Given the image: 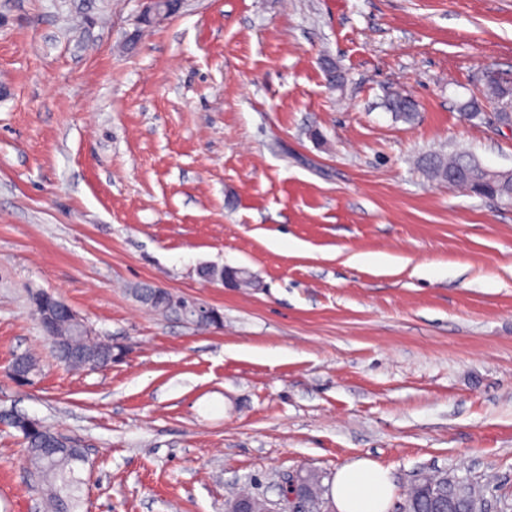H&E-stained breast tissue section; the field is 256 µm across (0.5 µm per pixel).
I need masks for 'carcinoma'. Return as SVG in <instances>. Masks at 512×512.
Here are the masks:
<instances>
[{
	"label": "carcinoma",
	"mask_w": 512,
	"mask_h": 512,
	"mask_svg": "<svg viewBox=\"0 0 512 512\" xmlns=\"http://www.w3.org/2000/svg\"><path fill=\"white\" fill-rule=\"evenodd\" d=\"M480 82L484 97L490 103L512 102L511 80L484 74ZM388 105L396 116L404 120L412 119L416 112L414 101L399 93L390 96ZM417 165L430 180L463 188L475 195L512 201L511 177L491 181L485 168L463 153L446 156L431 152L420 157ZM131 291L141 303L155 311L183 315L182 309L169 301L166 292L157 294L146 284L137 285ZM51 329L53 335L48 340L56 357L65 366L94 370L112 364V343L87 335L65 312L53 314ZM35 370L36 360L24 355L12 370V377L20 383H27ZM4 421L21 433L29 468L37 476L38 483L46 487V512H80L82 478L79 472L84 464L83 449L77 444L67 443L68 435L36 419L16 414L4 418ZM483 504V493L473 483L431 475L414 481L403 512H440L442 508L447 512H484Z\"/></svg>",
	"instance_id": "1"
}]
</instances>
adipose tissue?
Here are the masks:
<instances>
[{
	"label": "adipose tissue",
	"mask_w": 512,
	"mask_h": 512,
	"mask_svg": "<svg viewBox=\"0 0 512 512\" xmlns=\"http://www.w3.org/2000/svg\"><path fill=\"white\" fill-rule=\"evenodd\" d=\"M388 469L368 458L343 465L331 486L335 512H387L393 497Z\"/></svg>",
	"instance_id": "1"
}]
</instances>
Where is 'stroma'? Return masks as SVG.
<instances>
[{"label":"stroma","instance_id":"35a3bbf8","mask_svg":"<svg viewBox=\"0 0 512 512\" xmlns=\"http://www.w3.org/2000/svg\"><path fill=\"white\" fill-rule=\"evenodd\" d=\"M144 8L0 0V411L85 449L81 512H224L364 457L389 512L436 471L512 512V204L416 168L512 170L493 106L461 110L484 68L512 79V0H184L149 28ZM139 284L224 323L158 314ZM38 289L119 360L59 363ZM21 448L0 423V512H43Z\"/></svg>","mask_w":512,"mask_h":512}]
</instances>
